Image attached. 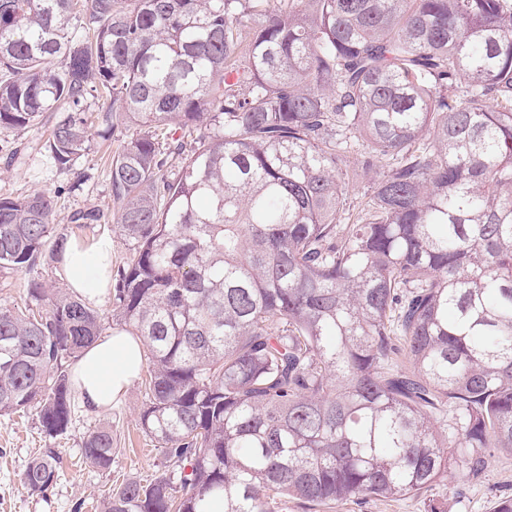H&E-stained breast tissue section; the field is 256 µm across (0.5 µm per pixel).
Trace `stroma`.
Returning a JSON list of instances; mask_svg holds the SVG:
<instances>
[{
    "instance_id": "1",
    "label": "stroma",
    "mask_w": 512,
    "mask_h": 512,
    "mask_svg": "<svg viewBox=\"0 0 512 512\" xmlns=\"http://www.w3.org/2000/svg\"><path fill=\"white\" fill-rule=\"evenodd\" d=\"M44 129L35 126L18 133L0 129V196L32 190L59 191L53 224L65 225L79 209L112 206L109 162L99 149L78 159L73 172L62 173L46 164L38 149ZM144 386L134 382L126 395L97 415L76 409L68 432L49 438L41 431L34 412L0 416V512H96L95 507L124 480L154 478L162 460L160 451L139 427ZM112 428L115 458L110 469L100 470L81 460L84 435L101 424ZM56 450L62 464L58 478L46 493H30L23 476L31 457ZM504 496H512V453L499 450L479 476L456 467L446 482L418 498H351L330 512H428L431 502L443 503L447 512H489Z\"/></svg>"
}]
</instances>
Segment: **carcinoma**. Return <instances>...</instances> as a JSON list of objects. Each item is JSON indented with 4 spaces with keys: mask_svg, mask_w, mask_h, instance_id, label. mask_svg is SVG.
I'll return each instance as SVG.
<instances>
[{
    "mask_svg": "<svg viewBox=\"0 0 512 512\" xmlns=\"http://www.w3.org/2000/svg\"><path fill=\"white\" fill-rule=\"evenodd\" d=\"M38 124L63 172L127 134L110 214L59 229L52 193L0 197L1 275L110 216L131 244L110 318L163 461L100 512L411 499L512 452V0H0V127ZM353 154L386 162L355 212ZM26 293L45 309L0 307V415L56 438L105 317ZM114 453L84 436L85 463Z\"/></svg>",
    "mask_w": 512,
    "mask_h": 512,
    "instance_id": "carcinoma-1",
    "label": "carcinoma"
}]
</instances>
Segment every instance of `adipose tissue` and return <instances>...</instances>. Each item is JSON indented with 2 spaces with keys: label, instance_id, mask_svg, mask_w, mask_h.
Instances as JSON below:
<instances>
[{
  "label": "adipose tissue",
  "instance_id": "1",
  "mask_svg": "<svg viewBox=\"0 0 512 512\" xmlns=\"http://www.w3.org/2000/svg\"><path fill=\"white\" fill-rule=\"evenodd\" d=\"M112 262L110 238L70 239L59 266L70 290L88 300L107 290ZM143 363L139 340L115 329L87 348L73 367V381L85 410L99 413L123 395L137 379Z\"/></svg>",
  "mask_w": 512,
  "mask_h": 512
}]
</instances>
